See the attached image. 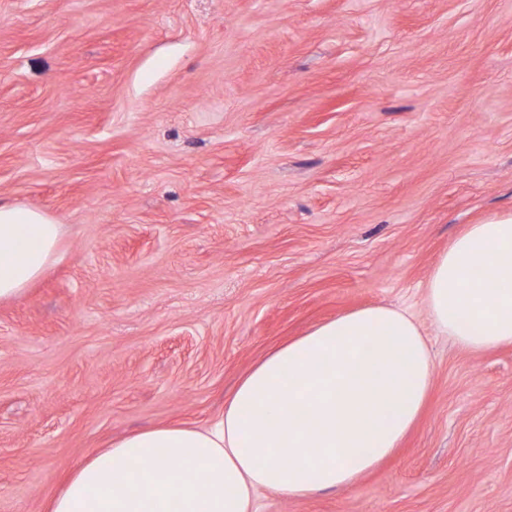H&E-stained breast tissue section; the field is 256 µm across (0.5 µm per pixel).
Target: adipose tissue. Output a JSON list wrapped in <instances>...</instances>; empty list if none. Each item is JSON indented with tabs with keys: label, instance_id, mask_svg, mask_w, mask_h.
Instances as JSON below:
<instances>
[{
	"label": "adipose tissue",
	"instance_id": "1",
	"mask_svg": "<svg viewBox=\"0 0 512 512\" xmlns=\"http://www.w3.org/2000/svg\"><path fill=\"white\" fill-rule=\"evenodd\" d=\"M63 228L0 202V302L56 262ZM433 327L460 348L512 346V215L467 225L424 286ZM432 364L414 317L386 305L344 312L270 351L214 426L163 425L97 450L47 512H256L269 489L291 497L353 486L420 419Z\"/></svg>",
	"mask_w": 512,
	"mask_h": 512
}]
</instances>
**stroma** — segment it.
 <instances>
[{"label":"stroma","instance_id":"stroma-1","mask_svg":"<svg viewBox=\"0 0 512 512\" xmlns=\"http://www.w3.org/2000/svg\"><path fill=\"white\" fill-rule=\"evenodd\" d=\"M0 200L63 226L0 303V512L212 425L273 347L374 304L428 332L424 415L354 486L257 512H512V346L423 302L512 214V0H0Z\"/></svg>","mask_w":512,"mask_h":512}]
</instances>
